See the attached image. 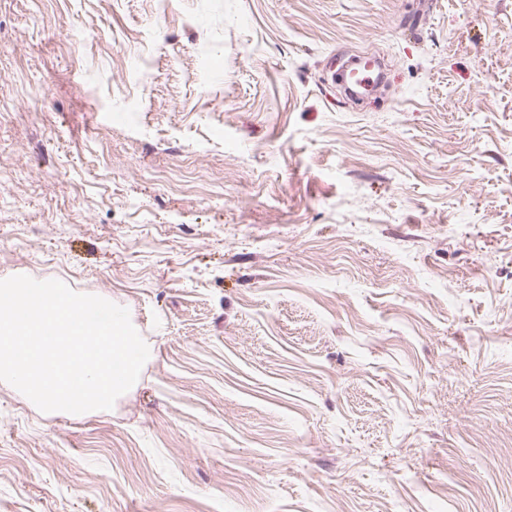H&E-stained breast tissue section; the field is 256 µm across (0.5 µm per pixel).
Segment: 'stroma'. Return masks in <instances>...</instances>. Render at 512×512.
<instances>
[{"mask_svg": "<svg viewBox=\"0 0 512 512\" xmlns=\"http://www.w3.org/2000/svg\"><path fill=\"white\" fill-rule=\"evenodd\" d=\"M20 274L152 354L0 385V512H512V0H0ZM378 68L379 61L375 56L364 55L353 59L345 73V85H347V88L355 96H363L369 94L372 87L370 85H366L365 87L357 85L355 78L358 77V74L364 71L371 72L374 70L377 72Z\"/></svg>", "mask_w": 512, "mask_h": 512, "instance_id": "obj_1", "label": "stroma"}]
</instances>
